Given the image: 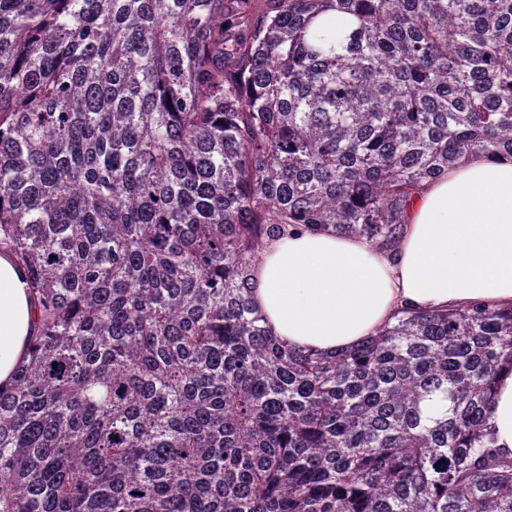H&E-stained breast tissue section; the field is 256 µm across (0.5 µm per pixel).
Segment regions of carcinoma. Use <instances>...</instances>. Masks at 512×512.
<instances>
[{"label":"carcinoma","instance_id":"obj_1","mask_svg":"<svg viewBox=\"0 0 512 512\" xmlns=\"http://www.w3.org/2000/svg\"><path fill=\"white\" fill-rule=\"evenodd\" d=\"M512 157V0H0V253L38 330L0 512H512V308L315 353L252 302L292 230L394 248ZM489 423L497 446L512 454V370L509 367L502 369L497 376Z\"/></svg>","mask_w":512,"mask_h":512}]
</instances>
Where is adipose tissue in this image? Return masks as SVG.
<instances>
[{"mask_svg":"<svg viewBox=\"0 0 512 512\" xmlns=\"http://www.w3.org/2000/svg\"><path fill=\"white\" fill-rule=\"evenodd\" d=\"M253 302L275 336L324 353L356 345L404 307L512 306V158L472 156L423 186L394 251L327 233L272 241ZM37 321L24 270L0 255L1 387L11 382ZM489 423L498 447L512 454L511 369L497 376Z\"/></svg>","mask_w":512,"mask_h":512,"instance_id":"adipose-tissue-1","label":"adipose tissue"}]
</instances>
